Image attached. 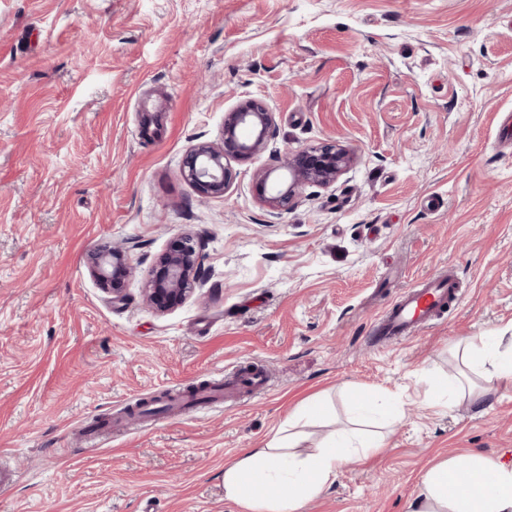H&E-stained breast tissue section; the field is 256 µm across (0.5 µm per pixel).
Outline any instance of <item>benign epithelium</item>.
Here are the masks:
<instances>
[{
	"instance_id": "1",
	"label": "benign epithelium",
	"mask_w": 512,
	"mask_h": 512,
	"mask_svg": "<svg viewBox=\"0 0 512 512\" xmlns=\"http://www.w3.org/2000/svg\"><path fill=\"white\" fill-rule=\"evenodd\" d=\"M274 115L260 102L240 103L224 115L222 144L199 145L187 155L183 176L203 196L224 195L230 189L228 161L249 158L266 145ZM354 161L353 154L335 144L312 150L290 152L284 168L288 177L271 179V173L257 175L259 199L274 215L290 207L304 185L328 188ZM128 249L104 245L93 250L91 272L104 291L121 301L124 278L132 273L127 262ZM201 253L191 236H183L160 258V270L147 288L148 300L161 307L176 302L190 293L198 279Z\"/></svg>"
}]
</instances>
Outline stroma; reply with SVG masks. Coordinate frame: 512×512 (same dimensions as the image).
Instances as JSON below:
<instances>
[{"label":"stroma","instance_id":"35a3bbf8","mask_svg":"<svg viewBox=\"0 0 512 512\" xmlns=\"http://www.w3.org/2000/svg\"><path fill=\"white\" fill-rule=\"evenodd\" d=\"M261 102L265 148L225 195L182 175L224 114ZM512 0H0V512H240L224 469L294 428L312 454L354 400L397 396L385 446L301 512H409L435 463L512 461V388L427 401L453 343L512 320ZM357 159L271 216L256 175L286 149ZM201 278L159 312L145 288L184 235ZM135 268L113 302L97 246ZM454 270L461 299L414 337L368 330L416 282ZM262 368L268 388L141 422L140 399ZM323 396L327 416H288ZM122 426L95 448L96 419Z\"/></svg>","mask_w":512,"mask_h":512}]
</instances>
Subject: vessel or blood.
I'll list each match as a JSON object with an SVG mask.
<instances>
[{
    "mask_svg": "<svg viewBox=\"0 0 512 512\" xmlns=\"http://www.w3.org/2000/svg\"><path fill=\"white\" fill-rule=\"evenodd\" d=\"M458 291L457 279L451 272L421 280L386 310L374 323L373 332L381 341L411 335L446 310L455 301ZM266 383L265 372L244 370L239 374L215 380L206 392V401L218 405L237 390H260Z\"/></svg>",
    "mask_w": 512,
    "mask_h": 512,
    "instance_id": "vessel-or-blood-1",
    "label": "vessel or blood"
}]
</instances>
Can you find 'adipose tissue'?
Wrapping results in <instances>:
<instances>
[{"label": "adipose tissue", "mask_w": 512, "mask_h": 512, "mask_svg": "<svg viewBox=\"0 0 512 512\" xmlns=\"http://www.w3.org/2000/svg\"><path fill=\"white\" fill-rule=\"evenodd\" d=\"M461 349L475 383L454 380L451 396L480 399L512 387V321L480 336H465ZM284 438L252 448L224 469V493L247 512H300L305 501L336 479L351 455L345 443H328L308 457L286 452ZM412 512H512V463L474 453L466 466L442 461L428 470Z\"/></svg>", "instance_id": "ef3b65f1"}]
</instances>
